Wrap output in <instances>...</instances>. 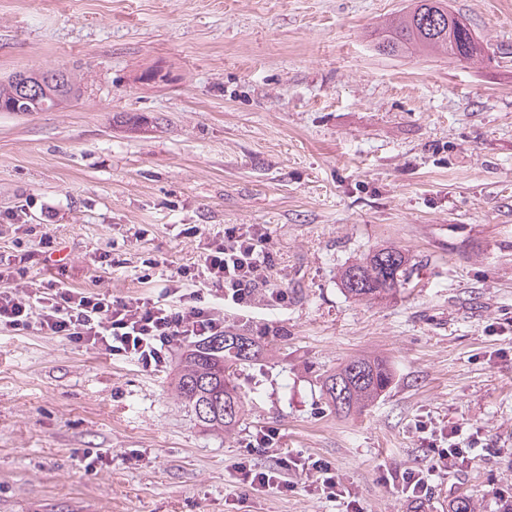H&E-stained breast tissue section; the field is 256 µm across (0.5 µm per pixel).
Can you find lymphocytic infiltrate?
Instances as JSON below:
<instances>
[{
  "instance_id": "f902f5d3",
  "label": "lymphocytic infiltrate",
  "mask_w": 512,
  "mask_h": 512,
  "mask_svg": "<svg viewBox=\"0 0 512 512\" xmlns=\"http://www.w3.org/2000/svg\"><path fill=\"white\" fill-rule=\"evenodd\" d=\"M197 238L198 260L170 276L157 298L112 296L84 288L50 286L22 296L15 289L27 277V266L0 268V327L16 333L35 330L76 345L132 359L147 371L165 364L173 348L190 338L224 333V312H249L263 302L280 308L288 293L271 284L275 258L262 224H228L222 234L186 229ZM457 444L433 451L429 472L448 469L463 459ZM239 483L256 491H295L297 477L309 489L335 492L339 485L325 465L305 467L292 458L272 468L239 462ZM429 472L411 471L403 480L407 497L420 500L428 491Z\"/></svg>"
}]
</instances>
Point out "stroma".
Returning <instances> with one entry per match:
<instances>
[{"label": "stroma", "mask_w": 512, "mask_h": 512, "mask_svg": "<svg viewBox=\"0 0 512 512\" xmlns=\"http://www.w3.org/2000/svg\"><path fill=\"white\" fill-rule=\"evenodd\" d=\"M409 0H0V78L64 67L78 101L0 112V256L28 224L22 293L60 282L158 295L195 262V225L263 224L287 308L226 313L258 336L239 377L247 415L204 430L174 392L177 361H134L0 328V512H345L315 491L234 481L250 435L330 462L363 512L512 507V0H448L481 56L380 54ZM153 81H146L145 73ZM409 260L381 301L339 273L374 250ZM116 252L120 268L101 255ZM157 269L144 280V258ZM283 325L263 336L261 326ZM384 358L389 390L344 417L320 377ZM477 441L416 507L390 475L431 464L430 440ZM498 449L486 457L482 448ZM106 459L85 471L75 450Z\"/></svg>", "instance_id": "1"}]
</instances>
